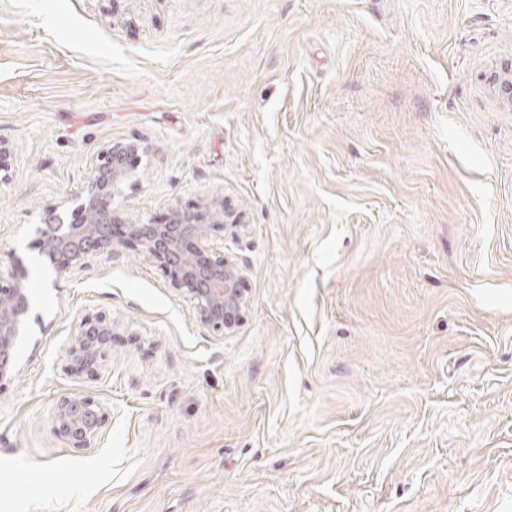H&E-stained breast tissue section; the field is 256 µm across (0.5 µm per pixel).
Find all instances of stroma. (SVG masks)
<instances>
[{
	"label": "stroma",
	"mask_w": 512,
	"mask_h": 512,
	"mask_svg": "<svg viewBox=\"0 0 512 512\" xmlns=\"http://www.w3.org/2000/svg\"><path fill=\"white\" fill-rule=\"evenodd\" d=\"M510 60L512 0H0V271L44 318L0 382V512H512ZM132 138L118 220L247 224L235 335L133 248L51 288L35 224ZM74 394L95 447L54 431ZM114 327L112 317L104 311L71 322L67 352L76 370L93 372L102 367L105 352L116 335ZM108 413L90 396L60 398L54 409L55 430L71 448H91L102 434Z\"/></svg>",
	"instance_id": "stroma-1"
}]
</instances>
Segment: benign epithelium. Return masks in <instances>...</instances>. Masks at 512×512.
Masks as SVG:
<instances>
[{"instance_id":"obj_1","label":"benign epithelium","mask_w":512,"mask_h":512,"mask_svg":"<svg viewBox=\"0 0 512 512\" xmlns=\"http://www.w3.org/2000/svg\"><path fill=\"white\" fill-rule=\"evenodd\" d=\"M492 89L512 102V64L493 76ZM145 146L137 139L115 141L102 148L83 192L47 208L37 225L38 247L54 273L53 287L77 269H89L134 247L165 274L171 290L188 302L197 323L217 336H232L242 325L248 307L243 263L224 249L222 232L235 236L245 228L224 209V202L208 200L196 207L174 205L163 223L119 222L112 200L126 183ZM31 313L26 285L0 275V381L17 375L16 346ZM110 314L100 312L71 322V362L78 371L102 367L114 336ZM108 420L101 403L90 396L60 398L54 409L55 430L72 448H90Z\"/></svg>"}]
</instances>
